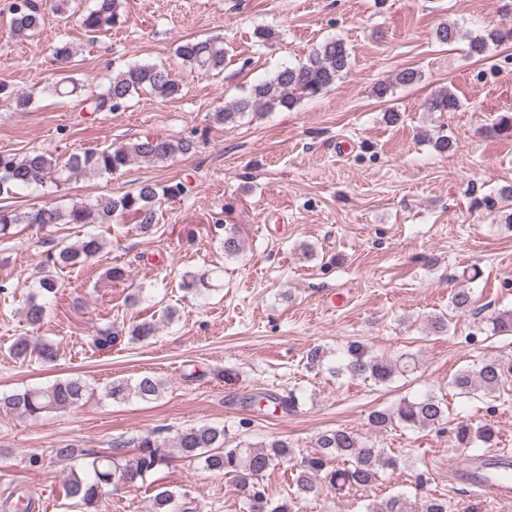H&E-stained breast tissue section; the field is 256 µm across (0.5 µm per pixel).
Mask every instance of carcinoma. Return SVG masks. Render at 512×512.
I'll return each instance as SVG.
<instances>
[{
    "label": "carcinoma",
    "mask_w": 512,
    "mask_h": 512,
    "mask_svg": "<svg viewBox=\"0 0 512 512\" xmlns=\"http://www.w3.org/2000/svg\"><path fill=\"white\" fill-rule=\"evenodd\" d=\"M121 0H94L92 8L80 17L81 26L97 34L112 30L122 23ZM44 20L42 0H13L10 29L17 36H33ZM459 37L456 27L442 23L436 29V39L442 45H450ZM512 42V28H494L470 40V53L483 55L491 43ZM177 55L191 69L201 75L219 74L224 70V41L219 38L188 39L176 48ZM351 68V53L341 38H328L318 43L307 58L297 64L286 65L267 79L254 84L244 95L213 113L218 124H229L250 112L292 110L301 100L316 98L347 75ZM421 74L414 68L399 70L392 79L380 81L374 86L375 96L383 99L392 89L413 86L419 83ZM146 92L156 98L173 100L179 98L182 84L165 66L136 64L113 75L100 92L88 98L95 112H118L130 98ZM460 106L458 98L451 92H442L427 103L430 112H453ZM193 140L147 138L119 147L84 151L60 159L50 153L33 151L22 156L0 153V195L14 189L31 186L60 188L78 174L115 175L139 160L163 161L179 154L191 152ZM185 192L180 182L165 185L143 183L134 193L119 197L100 196L92 202H77L71 206H45L33 212H21L8 206H0V238L14 235L19 224H37L48 230L60 224H110L117 216L130 215L136 220L137 229L146 234L155 226L156 204L163 198H177ZM103 249L99 235L88 233L77 244L46 251L42 276L35 292L27 296L23 309L26 321L32 326L40 325L47 313L45 300L56 296L59 281L55 270L80 266L96 257ZM475 295L469 288L457 291L451 297L452 307L460 312L471 309ZM494 333L512 332V312H502L490 318ZM157 323L142 320L126 330H117L108 325L96 329L90 336L89 347L106 351L121 343L125 336L135 341H148L157 335ZM13 358L26 361L36 359L51 364L58 358L57 347L48 341H32L17 338L10 346ZM344 370L353 378L386 384L394 375H405L416 370L415 356L401 354L395 359H378L370 356L359 344L347 348ZM506 370L498 360L490 358L458 369L449 385L457 394L470 397L483 392L492 396L502 388ZM163 390L162 381L145 375L131 382L114 379L105 387V396L115 402L136 398L150 403L157 400ZM94 395V389L80 377L58 380L44 387H27L12 391H0V413L18 419L35 420L54 411L78 407ZM448 422V408L443 399L428 394L418 398L402 400L395 410H376L369 419L375 430H384L396 423L426 430ZM494 436L487 426L473 427L460 422L455 427V439L461 448H470L482 442L489 443ZM224 427L210 424L191 426L177 430L168 439L153 435L132 438L121 442L140 448L138 455L128 459L112 454H100L79 448L72 443H61L53 449L50 461L70 464V474L65 484L66 498L75 505L91 512L109 489L118 485H135L157 467L167 463L166 448H175L179 456L189 462H201L217 474H232L236 477L242 493L245 512H298L297 505L315 493L320 478L336 490L369 491L382 479L385 470L396 467L397 460L389 456L386 449L368 438L344 428L326 430L316 439V452L304 457L295 465L294 491L288 498L276 501L263 483L264 473L276 464L292 459L293 448L286 440L276 439L269 443L252 446L239 443L226 445ZM42 454L32 452L27 464L32 469H41L48 461ZM343 463V467L325 471L327 463ZM180 493L162 486L152 496L150 512H176ZM448 499L425 496L410 499L400 493L385 500L369 499L365 512H452Z\"/></svg>",
    "instance_id": "carcinoma-1"
}]
</instances>
